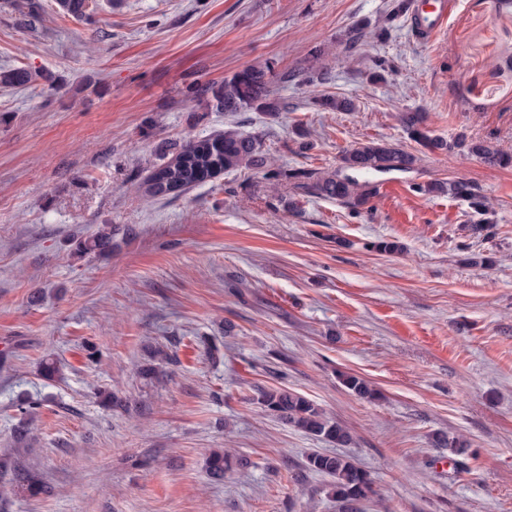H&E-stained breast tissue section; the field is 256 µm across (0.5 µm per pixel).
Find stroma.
<instances>
[{
	"mask_svg": "<svg viewBox=\"0 0 512 512\" xmlns=\"http://www.w3.org/2000/svg\"><path fill=\"white\" fill-rule=\"evenodd\" d=\"M36 2L33 32L0 0V67L56 80L0 87V512H338L329 477L303 469L335 444L264 412L259 385L352 430L347 453L374 481L366 512H512V167L421 152L399 121L420 108L434 135L512 152V0H456L430 42L409 15L390 18L393 0H121L80 20ZM355 25L367 38L348 53ZM317 59L326 81H273L286 105L274 117L188 100L250 64ZM228 126L262 133L284 170L335 169L366 139L421 160L359 214L249 170L144 194L161 143ZM459 179L490 201L491 238L470 237L465 202L413 189ZM105 224L111 254L72 257ZM381 240L401 252H377ZM151 347L168 359L149 379ZM347 374L378 398L354 395ZM440 434L468 441L465 466ZM217 448L249 467L211 483Z\"/></svg>",
	"mask_w": 512,
	"mask_h": 512,
	"instance_id": "stroma-1",
	"label": "stroma"
}]
</instances>
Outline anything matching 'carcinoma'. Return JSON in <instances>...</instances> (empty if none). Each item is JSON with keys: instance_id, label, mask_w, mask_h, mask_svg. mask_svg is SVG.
I'll return each instance as SVG.
<instances>
[{"instance_id": "carcinoma-1", "label": "carcinoma", "mask_w": 512, "mask_h": 512, "mask_svg": "<svg viewBox=\"0 0 512 512\" xmlns=\"http://www.w3.org/2000/svg\"><path fill=\"white\" fill-rule=\"evenodd\" d=\"M63 12L83 17L89 0H58ZM23 26L36 30L43 23V15L32 0L16 4ZM269 66H245L221 82H206L189 91V101L203 103L217 112H241L252 110L275 116L284 105L274 96ZM300 77L304 83L325 79L322 67H308L302 72L285 74L283 82ZM50 77L42 71L24 67L0 68V85L3 87H27ZM400 122L422 149L429 152H459L473 156L492 167H512V153L501 150L490 138H472L461 133L451 142L431 134L429 115L419 110H408L400 114ZM418 156L386 140L357 142L347 149L334 171L315 169H290L283 172L274 167L263 152L261 139L257 135H245L234 129L221 134L190 138L175 148L172 157L155 167L145 183V192L151 197H164L160 183L174 186L181 193L197 184L208 181L214 172L229 173L241 168L263 172L270 182L288 177L293 186L306 194L335 201L353 211L368 208L378 194V184L361 181L359 176L372 173L387 175L406 173L416 169ZM414 191L422 194H448L467 202L475 217L471 224L472 234L487 237L492 234L493 221L489 218L487 199L469 181L415 183ZM114 230L106 224L91 237L75 244L73 256L82 259L89 254L112 253ZM344 385L355 395L376 398L375 390L366 380L356 375H347ZM256 401L263 410L281 423L316 438L346 447L353 441L350 431L337 421L327 417L313 401L305 396L280 387H256ZM246 467L247 459L231 460L230 455L214 451L206 462L209 477L220 482L231 466ZM305 469L331 478L329 494L340 503L343 512H362V507L374 493L371 474L359 466L351 457L320 452L310 454Z\"/></svg>"}]
</instances>
